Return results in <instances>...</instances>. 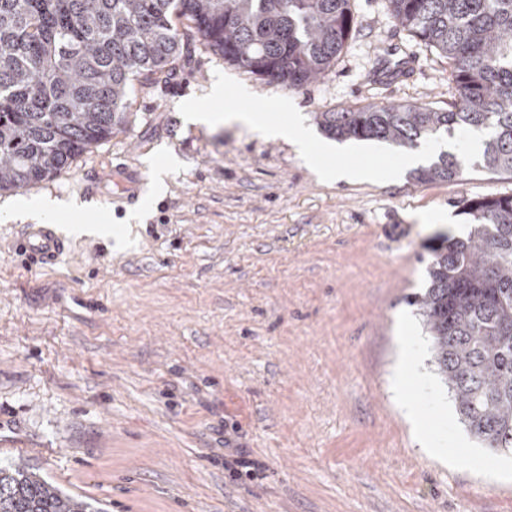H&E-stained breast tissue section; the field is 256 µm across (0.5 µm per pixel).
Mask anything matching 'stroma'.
Returning <instances> with one entry per match:
<instances>
[{
  "mask_svg": "<svg viewBox=\"0 0 512 512\" xmlns=\"http://www.w3.org/2000/svg\"><path fill=\"white\" fill-rule=\"evenodd\" d=\"M351 6L356 28L317 82L290 90L196 46L169 78L134 81L125 129L0 196L66 202L52 224L112 228L32 269L14 251L24 219H0V465L105 512H512V452L422 399L448 439L432 456L394 380L408 321L451 402L411 299L433 246L466 226L463 201L512 195V174L328 184L284 140L178 110L219 72L288 97L309 127L372 104L448 109L447 59L388 0ZM396 49L414 77L372 83Z\"/></svg>",
  "mask_w": 512,
  "mask_h": 512,
  "instance_id": "obj_1",
  "label": "stroma"
}]
</instances>
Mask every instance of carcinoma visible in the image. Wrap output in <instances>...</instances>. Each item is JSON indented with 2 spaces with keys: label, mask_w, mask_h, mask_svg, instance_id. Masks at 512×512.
<instances>
[{
  "label": "carcinoma",
  "mask_w": 512,
  "mask_h": 512,
  "mask_svg": "<svg viewBox=\"0 0 512 512\" xmlns=\"http://www.w3.org/2000/svg\"><path fill=\"white\" fill-rule=\"evenodd\" d=\"M394 21L448 59L457 99L318 112L338 139L399 150L485 129L479 166L512 173V0H389ZM189 21L180 29L175 19ZM354 28L351 0H0V192L47 180L128 125L133 80L168 76L201 43L224 62L300 89ZM441 153L420 183L460 178ZM470 231L433 248L414 298L434 363L470 433L512 449V195L463 204ZM0 512H96L20 465L0 466Z\"/></svg>",
  "instance_id": "carcinoma-1"
}]
</instances>
